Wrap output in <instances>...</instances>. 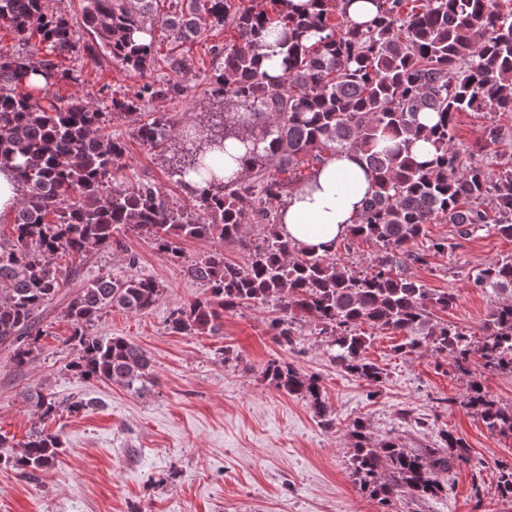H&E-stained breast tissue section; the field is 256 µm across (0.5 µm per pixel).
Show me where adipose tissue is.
Segmentation results:
<instances>
[{
  "instance_id": "obj_1",
  "label": "adipose tissue",
  "mask_w": 512,
  "mask_h": 512,
  "mask_svg": "<svg viewBox=\"0 0 512 512\" xmlns=\"http://www.w3.org/2000/svg\"><path fill=\"white\" fill-rule=\"evenodd\" d=\"M373 176L353 151L331 156L302 185L294 187L280 208L283 237L310 252H322L359 223L362 201Z\"/></svg>"
}]
</instances>
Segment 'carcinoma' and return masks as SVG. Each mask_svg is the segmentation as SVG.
Here are the masks:
<instances>
[{"mask_svg": "<svg viewBox=\"0 0 512 512\" xmlns=\"http://www.w3.org/2000/svg\"><path fill=\"white\" fill-rule=\"evenodd\" d=\"M154 2L83 0L77 25L47 13L43 0H0V24L22 45L37 35L59 55L110 59L144 77L155 61ZM270 2L265 10L238 0H173L177 8L161 20L176 41L194 39L207 27L237 31L236 40L210 47L216 68L209 95L221 111L208 113L194 131L162 117L133 130L152 149L181 144L170 158L180 182L191 172L211 175L243 152L246 175L193 191L194 214L175 207L150 181L133 187L114 181L125 142L104 132L106 113L79 98L50 94L48 88L70 79L53 57L35 63L19 51L0 52V168L13 169L21 192L11 236L0 239V348L11 352L16 367L37 356L45 333L40 316L61 292L55 259L110 250L121 232L132 230L175 265L182 264L180 244L188 239L237 244L246 252L242 264L215 249L185 266L204 297L170 312L172 334L215 336L224 312L270 307L276 316L267 330L279 346L292 349L307 325L328 339L337 366L371 385L383 383L386 373L364 356L372 334L363 325L402 336L395 347L400 354L425 346L451 358L460 372L476 356L484 369L512 375V256L468 275L493 297L477 341L433 318L434 311L454 307L457 295L431 290L408 272L426 262V252L414 245L428 224H454L461 238L485 228L512 238V151L500 149L512 132L498 120L512 115V0H375L376 16L366 25L349 20L338 0H317L314 11L293 15L281 0ZM270 37L278 75L263 64ZM192 68L189 58L174 60L170 77L112 98V110L132 115L146 101L186 96ZM34 72L44 80L42 94L29 82ZM460 112L486 118L471 147L455 143ZM422 115L436 122L426 125ZM419 140L434 149L424 162L412 155ZM345 150L361 155L374 189L360 223L342 241L308 252L281 235L278 210L305 180L298 170L311 171ZM359 240L373 243L375 252L356 270L338 246L348 252ZM163 293L157 280L138 274L101 276L76 289L61 309L72 328L67 343L77 350L66 370L128 389L152 382L147 350L93 328L112 308L142 313ZM262 374L278 391L305 401L324 428L335 427L318 377L279 359ZM24 398L44 421L92 407L89 400L62 404L41 392ZM461 405L490 433L512 437V406L490 399L479 382L469 384ZM347 430L353 476L380 504L401 495L436 498L454 468L472 463L464 439L446 430L438 444L414 452L396 437L374 443L361 417ZM61 446L59 434L32 431L19 452L0 454V468L37 481Z\"/></svg>", "mask_w": 512, "mask_h": 512, "instance_id": "obj_1", "label": "carcinoma"}]
</instances>
